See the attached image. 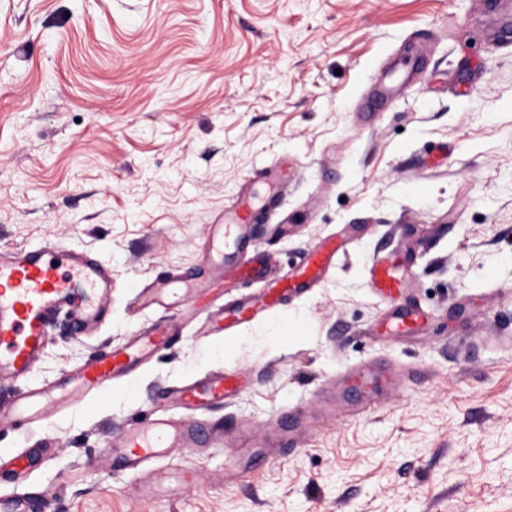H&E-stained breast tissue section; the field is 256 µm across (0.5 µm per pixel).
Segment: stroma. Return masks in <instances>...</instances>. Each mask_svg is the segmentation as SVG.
Masks as SVG:
<instances>
[{
	"mask_svg": "<svg viewBox=\"0 0 512 512\" xmlns=\"http://www.w3.org/2000/svg\"><path fill=\"white\" fill-rule=\"evenodd\" d=\"M283 160L251 230L263 273L225 304L324 239L344 255L228 338L204 309L164 311L183 335L129 382L0 431V455L52 437L26 481L40 512H512V0H0V247L52 239L112 268L111 321L81 338L56 316L0 400L156 320L138 286L203 267L208 225ZM379 257L423 313L409 335L386 333ZM379 363L424 376L321 414L326 378ZM215 370L244 386L213 418L262 442L300 417L306 439L235 483L223 451H183L156 467L195 484L131 495L113 436Z\"/></svg>",
	"mask_w": 512,
	"mask_h": 512,
	"instance_id": "1",
	"label": "stroma"
}]
</instances>
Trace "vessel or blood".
Segmentation results:
<instances>
[{
  "label": "vessel or blood",
  "mask_w": 512,
  "mask_h": 512,
  "mask_svg": "<svg viewBox=\"0 0 512 512\" xmlns=\"http://www.w3.org/2000/svg\"><path fill=\"white\" fill-rule=\"evenodd\" d=\"M253 206L241 199L224 217L223 223L210 227V247L220 265L236 276H247L253 266L244 253L250 234ZM344 247L326 239L317 245L306 261L271 280L258 295L230 307L213 310L207 321L208 335L229 332L251 322L285 300L288 295L314 288L324 272L336 261ZM374 290L387 299L395 298L401 280L384 259L374 260L369 270ZM203 274L170 272L156 277L138 297L144 310L183 306L197 299L207 287ZM112 294V268L90 251L67 248L48 241L37 246L0 249V383L20 382L28 378L40 362L50 322L63 313L76 335L92 336L110 316L106 306ZM179 337V326L157 321L143 327L124 343L97 353L76 368L60 372L39 387L22 392L9 405H0V430L47 418L48 411L64 412L88 396L111 391L113 383L127 379ZM414 370L357 367L341 377L340 384H327L321 392L327 411L336 409V391L343 388L364 391L365 404H372L369 387L399 389L414 377ZM241 389L235 374L216 370L204 378L168 386L161 397V408L145 421L132 424L112 438V467L137 479L136 491L152 493L159 482L155 461L178 450L193 451L202 444L220 447L238 434L224 420L200 422L202 414L223 407ZM36 452L24 449L10 454L1 469L19 483L21 489L11 497L0 498V512H38L39 492L26 489L24 483ZM248 441L234 450V462L224 470L228 482L246 473V464L254 460Z\"/></svg>",
  "instance_id": "obj_1"
}]
</instances>
